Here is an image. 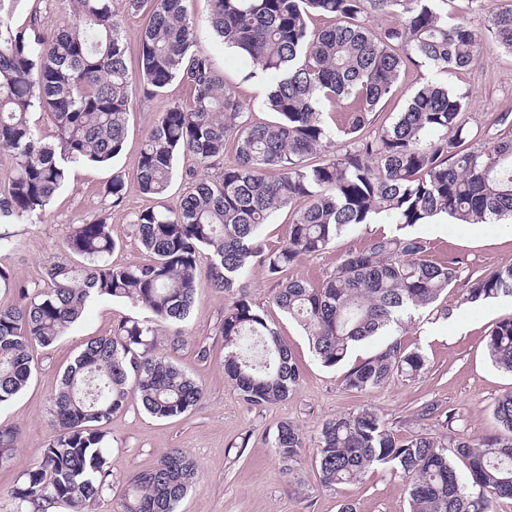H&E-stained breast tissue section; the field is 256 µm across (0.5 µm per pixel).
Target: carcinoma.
I'll return each mask as SVG.
<instances>
[{"mask_svg": "<svg viewBox=\"0 0 512 512\" xmlns=\"http://www.w3.org/2000/svg\"><path fill=\"white\" fill-rule=\"evenodd\" d=\"M20 2L0 0V154L12 159L0 225L42 211L68 181L70 165L107 164L122 152L133 86L149 99L181 79L191 99L159 113L140 151L137 182L159 200L133 223L148 262L110 263L115 242L98 218L73 225L65 239L86 260L82 266L50 262L38 281H18L0 266V289L17 297L0 305V407L30 380L29 346L53 344L91 300L120 299L149 312L86 342L65 369L51 408L58 433L13 488L16 512L45 503L85 512L112 490L103 423L130 402L172 419L201 401L203 386L158 354V343L163 336L171 351L183 345L179 325L194 303L203 256L214 287L228 296L219 325L226 378L257 408L288 399L300 369L276 325L243 294L241 280L253 266L278 282L273 302L300 323L322 366L336 368L356 344L397 330L448 293L459 261H432L415 236L376 234L314 286L285 277L297 259L361 224L404 229L441 214L464 224L512 221V137L486 145L490 131L470 124L468 93L426 83L390 123L374 126L408 66L468 68L487 38L512 52V8L467 0L488 14L483 32L438 13L434 0H210L215 37L274 77L262 101L273 119L251 121L208 53L195 48L185 0H73L70 19L51 31L35 15L12 25ZM145 7L132 71L123 17ZM313 15L333 24L312 28ZM371 16L393 23L375 28ZM343 100L347 124L336 134L323 110ZM36 110L53 117L55 143L38 138L29 121ZM229 144L234 159L218 176L193 170L188 190L163 202L178 154L205 171ZM284 208L291 210L288 240L268 249L261 227ZM469 281L467 304L512 298L511 263ZM485 347L492 364L512 372V317L491 328ZM425 370L421 350L395 337L347 369L342 385L362 392ZM494 416L505 435L451 442L423 431L401 437L371 408L338 416L318 436L319 484L334 491L386 467L405 481L409 512H491L494 501L512 500V392L497 400ZM15 440V431L0 429V468ZM304 447L295 425L279 426L273 448L286 469L301 463ZM450 447L466 460L465 472L449 460ZM195 477V461L174 449L129 478L121 512H177Z\"/></svg>", "mask_w": 512, "mask_h": 512, "instance_id": "1", "label": "carcinoma"}]
</instances>
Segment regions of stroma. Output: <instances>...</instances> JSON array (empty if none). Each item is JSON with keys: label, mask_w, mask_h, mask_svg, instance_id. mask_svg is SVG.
Segmentation results:
<instances>
[{"label": "stroma", "mask_w": 512, "mask_h": 512, "mask_svg": "<svg viewBox=\"0 0 512 512\" xmlns=\"http://www.w3.org/2000/svg\"><path fill=\"white\" fill-rule=\"evenodd\" d=\"M185 5L196 23L199 47L210 53L215 70L237 91L247 117L265 119L261 102L272 76L234 57L213 37L208 0H186ZM429 80L469 91L467 110L472 124L483 126L497 113H512V53L489 43L477 64L466 70H406L400 76L399 93L380 108L378 122L391 121L403 110L408 93ZM188 102L189 90L179 80L148 100L140 91H132L122 153L105 165L72 166L66 186L42 213L13 219L8 229L19 246L1 254L0 265L8 267L16 279H38L47 263L70 260L63 245L70 226L100 217L106 218L117 243L112 264L145 262L148 254L135 233L133 219L155 200L142 193L135 178L140 149L158 113ZM118 174L125 180V194L117 203L107 195L106 187ZM395 232L392 224L360 225L328 249L299 258L288 275L319 284L335 271L346 251L364 248L374 234ZM412 232L428 242L431 260L445 263L457 259L462 263L455 288L415 314L402 337L404 345L419 348L426 356L427 366L420 377L395 378L366 392L345 390L341 384L343 368L322 366L301 327L274 305L276 280L257 267L244 281L247 297L276 324L295 354L301 379L287 400L263 408L248 407L224 374L223 339L217 327L224 316L225 298L207 275H200L185 342L171 359L202 384L204 396L191 412L175 419H157L136 403L112 414L105 429L113 488L111 494L92 505L91 512H117L126 479L149 468L173 448L189 454L198 469V482L182 499L178 512H339L344 502L353 503L356 512H408L402 479L385 468L369 470L333 492L321 489L315 454L326 420L369 407L401 436L418 430L448 438L500 434L493 407L499 397L512 391V373L491 364L484 336L495 323L512 317V300L468 306L464 297L472 273H487L512 263V226L438 220L415 225ZM145 315V310L121 300H96L53 345L30 348V380L0 408V425L13 427L18 433L11 461L0 469V512H14L13 487L56 432L51 399L66 366L88 340L111 335L122 319ZM202 346L210 349L208 359L197 355ZM425 403L435 404L437 410L417 419L416 412ZM284 421L295 424L306 441L303 460L291 471L285 469L272 446L277 427Z\"/></svg>", "instance_id": "obj_1"}]
</instances>
